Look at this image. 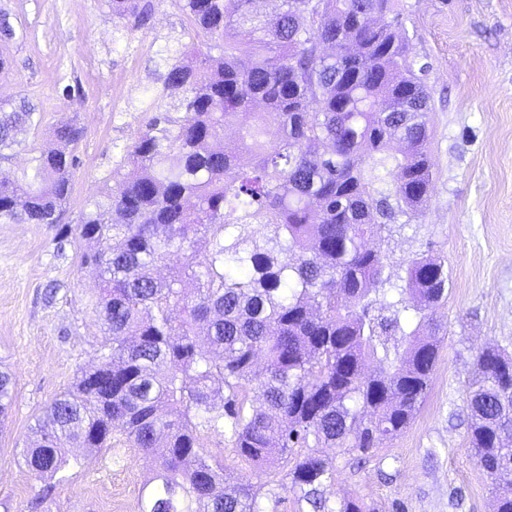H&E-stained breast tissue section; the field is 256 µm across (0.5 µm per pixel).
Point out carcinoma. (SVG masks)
Listing matches in <instances>:
<instances>
[{
  "label": "carcinoma",
  "mask_w": 512,
  "mask_h": 512,
  "mask_svg": "<svg viewBox=\"0 0 512 512\" xmlns=\"http://www.w3.org/2000/svg\"><path fill=\"white\" fill-rule=\"evenodd\" d=\"M178 2L196 64L175 61L161 79L182 91L181 115L150 119L112 191L62 223L82 136L71 121L21 175L0 177V224H54L87 243L105 331L101 363L36 420L25 463L52 477L78 463L71 449L107 448L117 429L155 457L139 512H264L253 485L226 489L205 445L221 431L267 471L308 449L287 476L312 512H376L353 497L332 508L321 487L337 452L410 425L437 363L445 258L421 254L400 274L381 248L395 209L420 210L433 178L423 67L399 16L386 19L394 0H278L265 15L255 0ZM111 5L148 20L140 0ZM41 120L24 101L0 104V160ZM230 124L236 142L212 148ZM475 372L469 449L496 512H512V357L485 349ZM13 385L1 369V416Z\"/></svg>",
  "instance_id": "carcinoma-1"
}]
</instances>
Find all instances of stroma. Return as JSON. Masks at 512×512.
Masks as SVG:
<instances>
[{"instance_id":"35a3bbf8","label":"stroma","mask_w":512,"mask_h":512,"mask_svg":"<svg viewBox=\"0 0 512 512\" xmlns=\"http://www.w3.org/2000/svg\"><path fill=\"white\" fill-rule=\"evenodd\" d=\"M146 24L120 19L109 0H0L14 36L0 41L8 66L0 100H26L42 114L21 130L0 172L20 174L33 150L56 141L74 118L84 136L65 220L114 185L125 148L144 131L165 60L188 41L177 0H147ZM412 56L428 66L433 181L416 215L396 214L382 238L391 271L420 254L448 260L445 325L429 395L410 426L367 455L336 457L323 488L329 505L358 497L378 512H493L490 479L472 457L466 387L474 358L496 346L512 353V0H396ZM43 224H0V366L13 373L14 401L0 426V512H138L153 463L114 433L110 447L57 474L44 503L42 483L22 451L47 406L98 364L103 329L94 279L79 266L86 244L71 236L57 250ZM55 285L54 302L43 299ZM208 449L231 478H267L223 434Z\"/></svg>"}]
</instances>
